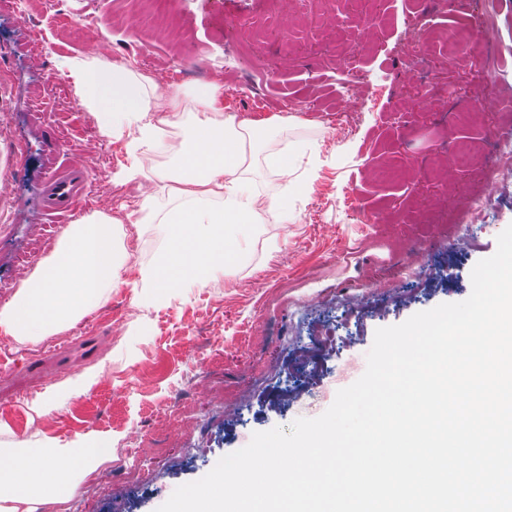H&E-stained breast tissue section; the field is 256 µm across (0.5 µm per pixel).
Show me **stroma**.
Instances as JSON below:
<instances>
[{
    "label": "stroma",
    "instance_id": "obj_1",
    "mask_svg": "<svg viewBox=\"0 0 512 512\" xmlns=\"http://www.w3.org/2000/svg\"><path fill=\"white\" fill-rule=\"evenodd\" d=\"M464 2L292 0L285 10L278 0H0V176L14 186L0 198V306L65 229L44 212L51 173L83 171L91 195L132 161L124 132L110 137L118 159L103 166L88 145L96 117L65 75L68 58L91 53L90 28L111 64L178 72L185 99L222 84L224 112L237 121L257 119L259 102L304 106L260 138L244 182L254 202L285 198L293 222L236 225L222 271L159 300L139 270L164 248L160 225L136 223L139 201L105 202L99 211L117 219V234L131 223L138 237L120 285L71 327L0 342V448L110 449L108 492L84 484L45 512H157L170 489L201 479L253 433L325 412L376 329L469 297L473 267L512 225V176L488 186L475 162L449 166L448 152L475 145L486 162L512 137V0ZM418 12L430 14L431 30H410ZM486 24L497 35L493 66L466 56L443 70L448 30ZM414 38L427 49L419 66L407 54ZM352 52L362 78L346 93L339 69ZM455 80L457 93L420 100ZM347 98L363 113L333 129L324 111ZM18 141L26 155H16ZM274 155L293 166L292 186L273 171ZM452 188L485 194L483 223L453 249L431 239L427 275L391 284L401 258L370 217L392 227L460 223ZM201 366L203 395L190 387ZM173 399L178 433L169 436L161 413ZM45 400L50 409L36 413ZM134 432L149 444L126 446Z\"/></svg>",
    "mask_w": 512,
    "mask_h": 512
}]
</instances>
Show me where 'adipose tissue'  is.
Wrapping results in <instances>:
<instances>
[{"label":"adipose tissue","mask_w":512,"mask_h":512,"mask_svg":"<svg viewBox=\"0 0 512 512\" xmlns=\"http://www.w3.org/2000/svg\"><path fill=\"white\" fill-rule=\"evenodd\" d=\"M82 103L98 119L102 135L133 129L132 152L150 155L164 131L150 114L157 85L142 74L96 57H74L67 65ZM220 85L195 99L190 129L182 138L165 176L178 183V202L159 211L153 198L140 206L138 223L163 227L166 247L154 265L142 268L145 287L205 283L224 265V227L255 221L252 201L242 190L247 171L246 141L258 139L259 125H238L224 115ZM124 257L112 222L91 214L69 225L52 254L43 260L0 307V329L19 339L46 336L90 313L118 284ZM97 448H0V512H42L71 495L101 463ZM71 460L70 469L56 462Z\"/></svg>","instance_id":"obj_1"}]
</instances>
